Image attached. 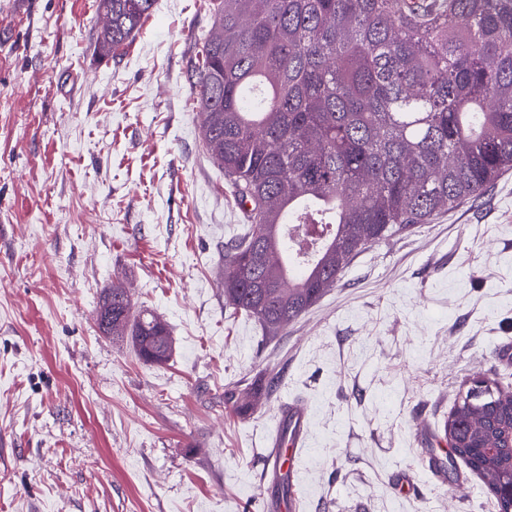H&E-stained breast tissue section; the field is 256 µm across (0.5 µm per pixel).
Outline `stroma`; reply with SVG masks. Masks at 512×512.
<instances>
[{
	"label": "stroma",
	"instance_id": "35a3bbf8",
	"mask_svg": "<svg viewBox=\"0 0 512 512\" xmlns=\"http://www.w3.org/2000/svg\"><path fill=\"white\" fill-rule=\"evenodd\" d=\"M98 26L95 0H0V512H262L288 392L310 410L299 512H497L443 436L472 378L512 389V172L366 249L268 339L224 307L246 218L198 137L208 0H157L111 59ZM118 278L166 321L167 363L100 332Z\"/></svg>",
	"mask_w": 512,
	"mask_h": 512
}]
</instances>
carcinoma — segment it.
Wrapping results in <instances>:
<instances>
[{
	"mask_svg": "<svg viewBox=\"0 0 512 512\" xmlns=\"http://www.w3.org/2000/svg\"><path fill=\"white\" fill-rule=\"evenodd\" d=\"M156 0H99L110 58ZM194 63L199 136L248 223L224 246V305L281 335L370 243L429 224L512 170V0H212ZM318 224L313 254L285 228ZM106 336L146 363L167 324L112 283ZM512 391L468 390L451 453L494 491L512 465ZM500 449L495 455L474 447Z\"/></svg>",
	"mask_w": 512,
	"mask_h": 512,
	"instance_id": "obj_1",
	"label": "carcinoma"
}]
</instances>
